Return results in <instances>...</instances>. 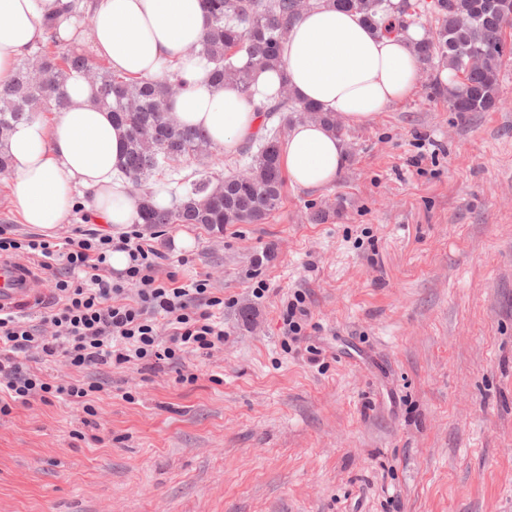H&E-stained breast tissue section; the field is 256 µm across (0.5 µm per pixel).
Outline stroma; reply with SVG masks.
<instances>
[{
  "instance_id": "1",
  "label": "stroma",
  "mask_w": 512,
  "mask_h": 512,
  "mask_svg": "<svg viewBox=\"0 0 512 512\" xmlns=\"http://www.w3.org/2000/svg\"><path fill=\"white\" fill-rule=\"evenodd\" d=\"M438 80L346 127L340 179L266 223L161 227L193 238L166 268L223 298V346L42 365L99 383L95 412L0 413V512H512V55L497 111Z\"/></svg>"
}]
</instances>
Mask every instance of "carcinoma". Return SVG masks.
<instances>
[{
	"instance_id": "1",
	"label": "carcinoma",
	"mask_w": 512,
	"mask_h": 512,
	"mask_svg": "<svg viewBox=\"0 0 512 512\" xmlns=\"http://www.w3.org/2000/svg\"><path fill=\"white\" fill-rule=\"evenodd\" d=\"M320 0H205L208 28L194 47L216 85L235 82L241 91L252 93L254 76L261 69L282 66L281 48L288 28L300 12ZM371 25L381 27L391 12L390 0H335ZM435 17L436 26L416 53L428 67L450 66L460 75L459 84L444 89L429 87L433 96L448 97V111L490 112L499 105V81L503 57L512 53L505 32L512 27V0L500 10H490L485 0H400L397 31L407 18L422 12ZM89 80L97 88L99 104L112 112L127 128L120 175L136 184L155 175H166L195 158L211 144L204 131L179 126L168 113V102L187 85L177 61L168 63L160 79L133 78L97 66L80 47L59 50L57 29L51 19L44 22V37L20 60L12 77L0 83V173L12 172V159L5 139L10 128L33 116L43 117L66 106L62 89L74 76ZM256 111L264 117L262 144L248 170L232 173L215 183L212 177L185 179L189 188L172 195L171 209L156 208L151 194H144L139 220L154 227L167 224H201L220 232L226 224H262L278 209L285 184L281 168V127L294 118H319L344 135L336 119L315 106L298 103L281 87ZM280 116V125L268 122Z\"/></svg>"
}]
</instances>
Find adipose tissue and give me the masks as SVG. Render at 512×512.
<instances>
[{"mask_svg":"<svg viewBox=\"0 0 512 512\" xmlns=\"http://www.w3.org/2000/svg\"><path fill=\"white\" fill-rule=\"evenodd\" d=\"M63 0H0V81L42 39L44 18L57 20L59 39H82ZM92 50L113 70L137 78H158L167 62L182 64L188 88L172 99L177 124L202 128L213 146L231 156L258 137L260 101L287 86L299 102L317 105L344 124L357 126L409 98L417 89L421 63L415 46L427 35L410 25L388 34L361 16L322 0L303 10L284 43V66L256 75L253 94L234 83L214 86L205 79L191 47L203 38L208 16L203 0H88ZM67 107L52 119L36 116L16 124L6 144L14 161L9 202L23 223L47 234L72 217L74 196L85 213L112 236L125 234L138 218L142 195L116 183L126 142L125 128L98 105L94 85L71 77ZM289 184L317 191L334 185L347 148L317 119L294 121L280 147Z\"/></svg>","mask_w":512,"mask_h":512,"instance_id":"adipose-tissue-1","label":"adipose tissue"}]
</instances>
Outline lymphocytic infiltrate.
I'll list each match as a JSON object with an SVG mask.
<instances>
[{
  "mask_svg": "<svg viewBox=\"0 0 512 512\" xmlns=\"http://www.w3.org/2000/svg\"><path fill=\"white\" fill-rule=\"evenodd\" d=\"M127 252L130 264L122 281H113L107 262L112 250ZM0 257L26 259L42 270L62 265L54 285L52 309L42 328L16 313H0V411L11 403L40 397L82 407L93 384L77 380L47 382L31 363H66L76 369L140 360H174L179 353L210 351L224 343V324L213 309L206 280L185 288L174 275H162L166 259L152 237L134 230L119 238L94 229H75L63 244L38 236L17 238L0 229ZM136 286L135 300L125 297L126 285ZM169 331L161 344L158 323Z\"/></svg>",
  "mask_w": 512,
  "mask_h": 512,
  "instance_id": "1",
  "label": "lymphocytic infiltrate"
}]
</instances>
